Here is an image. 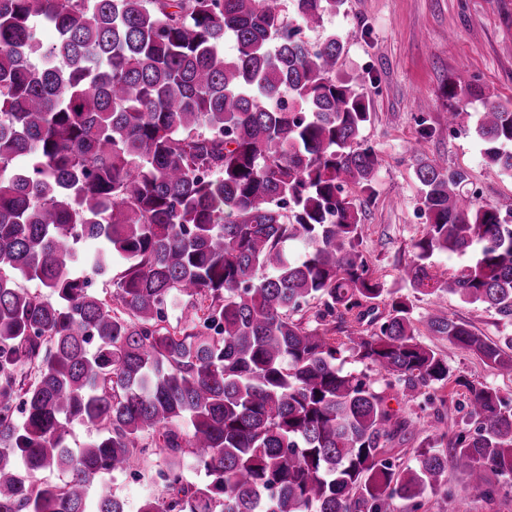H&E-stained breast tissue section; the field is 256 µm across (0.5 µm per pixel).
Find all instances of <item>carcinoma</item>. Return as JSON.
Wrapping results in <instances>:
<instances>
[{
    "mask_svg": "<svg viewBox=\"0 0 512 512\" xmlns=\"http://www.w3.org/2000/svg\"><path fill=\"white\" fill-rule=\"evenodd\" d=\"M292 2L290 19L283 0H0V512H126L100 480L156 471L139 512H417L450 470L485 500L489 473L512 488V399L467 385L476 428L456 433L336 365L349 351L412 397L451 377L402 295L372 333L329 335L384 296L358 250L380 161L368 95L336 78L345 40L302 38L345 0ZM442 94L464 126L477 90ZM468 130L512 174V103L484 98ZM415 176L426 226L401 280L512 324V212L477 202L463 168ZM85 239L90 273L127 261L108 299L71 273ZM469 251L438 276L436 256ZM174 295L192 311L175 324ZM426 324L512 370V338L440 309ZM74 424L93 433L75 451ZM421 432L403 465L388 444Z\"/></svg>",
    "mask_w": 512,
    "mask_h": 512,
    "instance_id": "cac0c4a2",
    "label": "carcinoma"
}]
</instances>
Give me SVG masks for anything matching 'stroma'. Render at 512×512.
<instances>
[{
	"label": "stroma",
	"mask_w": 512,
	"mask_h": 512,
	"mask_svg": "<svg viewBox=\"0 0 512 512\" xmlns=\"http://www.w3.org/2000/svg\"><path fill=\"white\" fill-rule=\"evenodd\" d=\"M328 32L346 40L337 77L358 74L364 80L372 119L362 138L381 159L359 250L374 277L397 289L400 270L412 260L413 244L425 230L417 159L408 153L411 142H420V157L466 169L480 201L504 212L512 209V175L486 165L477 139L447 130L449 102L439 93L444 81L460 78L483 92L482 98L471 99L468 111H481L486 96L512 100V0H346L339 12L325 16L321 29L305 32L304 38L317 44ZM410 299L416 336L440 354L454 376L439 391L446 399L444 422L474 431L463 407L465 382L512 396V371L488 367L472 352L431 335L425 320L437 305L427 295L414 293ZM438 307L490 338L512 336V325L484 306L450 296ZM448 494L445 500L425 494L419 512H512V494L483 501L453 472Z\"/></svg>",
	"instance_id": "obj_1"
}]
</instances>
